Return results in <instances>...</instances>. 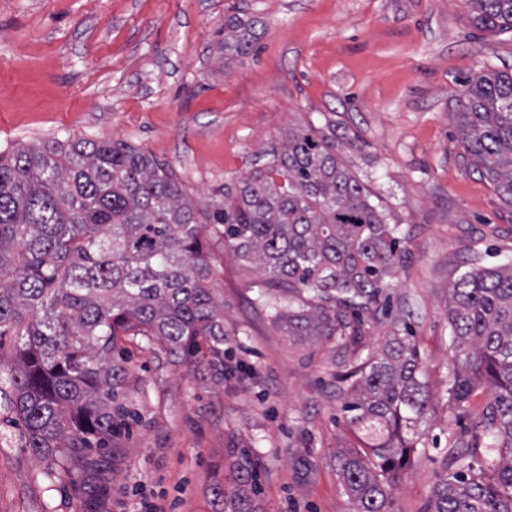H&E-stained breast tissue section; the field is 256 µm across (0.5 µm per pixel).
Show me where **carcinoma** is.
<instances>
[{"instance_id": "cac0c4a2", "label": "carcinoma", "mask_w": 512, "mask_h": 512, "mask_svg": "<svg viewBox=\"0 0 512 512\" xmlns=\"http://www.w3.org/2000/svg\"><path fill=\"white\" fill-rule=\"evenodd\" d=\"M481 30L512 31V0H470ZM258 20L224 21V56L255 50ZM455 112L473 168L512 204V72L476 71ZM224 184L199 213L183 184L124 142L69 138L0 152V337L14 336L5 397L25 448L70 476L92 442L106 444L136 390L125 341L158 345L224 379V303L210 288L208 225L262 276L256 304L288 335L334 343L352 363L343 411L363 447L336 452L356 512H389L393 484L425 447L410 434L430 405L405 323L370 348L362 313L386 299L405 252L398 225L336 155V136L288 131L283 149ZM458 416L487 392L471 442L448 441L457 470L433 489L430 512H512V263L471 264L448 289ZM486 454L478 455L479 449ZM231 487H212L224 512H261L257 468L227 449Z\"/></svg>"}]
</instances>
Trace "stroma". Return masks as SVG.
<instances>
[{
  "label": "stroma",
  "instance_id": "obj_1",
  "mask_svg": "<svg viewBox=\"0 0 512 512\" xmlns=\"http://www.w3.org/2000/svg\"><path fill=\"white\" fill-rule=\"evenodd\" d=\"M262 22L255 55L224 57V21ZM512 70V31L474 26L469 0H0V151L57 138L127 142L170 168L199 209L288 129L330 126L336 153L399 225L409 251L388 279L431 405L423 454L390 512H427L447 475L449 438L471 423L448 404V288L471 260L512 261V205L469 166L454 114L479 69ZM211 286L224 303V379L129 344L140 390L111 446L72 478L24 447L0 397V512H224V450L252 449L263 512H355L336 466L357 445L342 410L335 345L289 335L255 303L254 269L208 233Z\"/></svg>",
  "mask_w": 512,
  "mask_h": 512
}]
</instances>
